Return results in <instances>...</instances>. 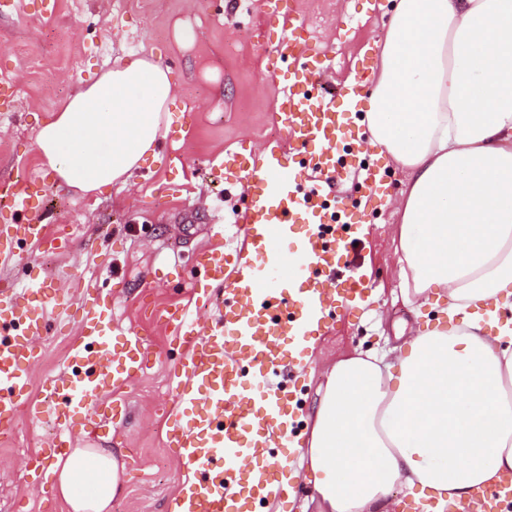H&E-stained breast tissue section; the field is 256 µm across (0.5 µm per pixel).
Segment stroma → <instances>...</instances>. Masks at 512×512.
<instances>
[{
	"mask_svg": "<svg viewBox=\"0 0 512 512\" xmlns=\"http://www.w3.org/2000/svg\"><path fill=\"white\" fill-rule=\"evenodd\" d=\"M39 2L17 0L13 13L0 15V78L16 90L13 111L0 105V176L22 169L51 180L36 145L42 122L130 53L170 71L173 123L158 160L103 195L53 187L42 213L57 246L25 242L18 263L0 268V281L22 286L49 275L72 293L63 306L46 308L48 333L38 342L31 401H41L44 385L63 376L82 291L108 304L113 333L133 329L153 342L155 362L121 391L127 421L95 438L80 435L74 445L136 458L112 500L120 512H169L185 476L167 435L178 411L173 375L186 361L187 346L165 318L188 310L211 321V311L196 308L192 297L206 287L196 255L208 246L214 224L223 225L226 247H241L240 217L248 203L234 179L211 182L208 161L227 150L245 161L260 155L266 140L286 139L275 113L282 80L300 66L262 55L255 42L277 40L297 19L302 37L327 58L329 84L362 82V64H377L391 3L211 0L203 12L190 0H53V13L45 14ZM357 182L355 169H346L329 198L347 200L363 214L360 272L373 289L359 310L333 311L325 334L305 353L302 404L294 418L306 426L328 365L358 352L384 355L396 333L414 323L400 297L394 208L360 197ZM55 432L49 418L24 415L15 432L0 435V512H67L57 495L34 489L31 475L37 453Z\"/></svg>",
	"mask_w": 512,
	"mask_h": 512,
	"instance_id": "obj_1",
	"label": "stroma"
}]
</instances>
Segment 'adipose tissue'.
I'll use <instances>...</instances> for the list:
<instances>
[{
    "label": "adipose tissue",
    "mask_w": 512,
    "mask_h": 512,
    "mask_svg": "<svg viewBox=\"0 0 512 512\" xmlns=\"http://www.w3.org/2000/svg\"><path fill=\"white\" fill-rule=\"evenodd\" d=\"M172 92L167 69L126 57L42 122L44 165L82 193L127 182L166 139ZM364 101L405 179L398 278L417 326L392 359L329 368L306 471L325 512H443L512 475V0H394ZM54 469L71 512H109L126 464L76 448Z\"/></svg>",
    "instance_id": "ef3b65f1"
}]
</instances>
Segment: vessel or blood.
I'll return each instance as SVG.
<instances>
[{"instance_id": "obj_1", "label": "vessel or blood", "mask_w": 512, "mask_h": 512, "mask_svg": "<svg viewBox=\"0 0 512 512\" xmlns=\"http://www.w3.org/2000/svg\"><path fill=\"white\" fill-rule=\"evenodd\" d=\"M272 50L282 57H303L302 66L282 85L278 117L289 141L305 149L306 170L314 183L302 186L286 163V142L267 141L259 164L244 172L249 206L242 216L247 248L235 253V276L224 278V244L215 242L198 256L212 281L224 287L223 313L202 325L182 314L175 333L184 337L188 362L176 383L183 407L173 421L170 439L187 472L186 492L173 501L171 512H243L250 502L271 497L280 468L271 449L291 447L296 436L283 413L291 390L271 373L281 366L283 336L298 346L323 335L325 312L336 303L356 304L371 286L351 269L353 245L341 225L340 209L323 197L322 185L339 178L338 155L355 126L352 105L358 95L348 88L342 100L317 94L325 75L319 52L310 51L297 33L278 38ZM49 189L43 180L0 179V196L12 202L0 217V266L14 265L15 245L48 241L40 199ZM305 224L296 256L280 249L294 224ZM58 294L49 278L34 279L27 290L0 285V432L13 430L19 409L42 417L58 394L44 390V399H29L30 370L39 354L36 342L46 333L45 301ZM107 308L96 298H82L81 336L68 347L71 362L70 407L94 424L101 401L130 381L153 356L151 343L133 331L121 341L103 339ZM247 355L251 387H244L240 355ZM247 459L257 467L240 478L223 457ZM512 505V482L483 492L472 512H502Z\"/></svg>"}]
</instances>
